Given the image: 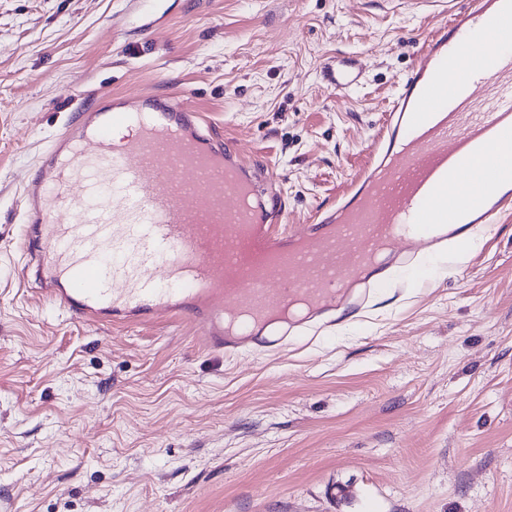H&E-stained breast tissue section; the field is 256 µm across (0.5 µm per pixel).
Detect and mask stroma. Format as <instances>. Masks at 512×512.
Returning <instances> with one entry per match:
<instances>
[{
	"mask_svg": "<svg viewBox=\"0 0 512 512\" xmlns=\"http://www.w3.org/2000/svg\"><path fill=\"white\" fill-rule=\"evenodd\" d=\"M434 7L0 0V512H512V214L330 336L233 356L73 320L20 281L19 200L78 114L191 90L313 224L365 159ZM357 63L336 94L325 65Z\"/></svg>",
	"mask_w": 512,
	"mask_h": 512,
	"instance_id": "1",
	"label": "stroma"
}]
</instances>
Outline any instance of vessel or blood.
Returning <instances> with one entry per match:
<instances>
[{"mask_svg":"<svg viewBox=\"0 0 512 512\" xmlns=\"http://www.w3.org/2000/svg\"><path fill=\"white\" fill-rule=\"evenodd\" d=\"M439 18L342 204L276 232L272 174L215 134L188 92L83 112L21 200V270L83 322H188L205 349L278 348L259 333L293 298L359 311L367 256L436 253L512 212V0H433ZM116 126L131 135L114 144Z\"/></svg>","mask_w":512,"mask_h":512,"instance_id":"vessel-or-blood-1","label":"vessel or blood"}]
</instances>
